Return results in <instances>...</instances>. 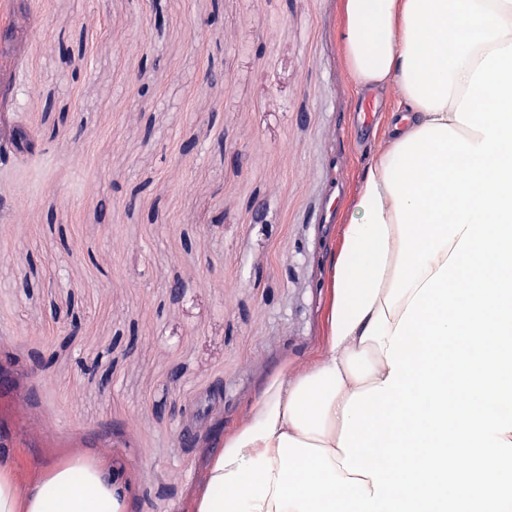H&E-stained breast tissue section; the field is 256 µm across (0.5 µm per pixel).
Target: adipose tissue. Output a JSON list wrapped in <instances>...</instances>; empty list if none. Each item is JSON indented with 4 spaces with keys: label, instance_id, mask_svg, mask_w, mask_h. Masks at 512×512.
<instances>
[{
    "label": "adipose tissue",
    "instance_id": "1",
    "mask_svg": "<svg viewBox=\"0 0 512 512\" xmlns=\"http://www.w3.org/2000/svg\"><path fill=\"white\" fill-rule=\"evenodd\" d=\"M341 42L353 83L395 87L405 113L392 128L397 146L445 124L470 143L483 140L455 119L477 66L512 43V0H344ZM388 150L368 168L335 261L333 307L320 359L304 374L280 375L246 423L215 454L193 512H276L278 444L288 435L326 449L332 464L343 407L352 394L389 376L386 351L410 299L385 298L400 251L395 202L385 182ZM127 493L104 463L81 458L55 465L32 486L0 468V512H127Z\"/></svg>",
    "mask_w": 512,
    "mask_h": 512
}]
</instances>
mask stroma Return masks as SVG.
I'll return each instance as SVG.
<instances>
[{
	"instance_id": "1",
	"label": "stroma",
	"mask_w": 512,
	"mask_h": 512,
	"mask_svg": "<svg viewBox=\"0 0 512 512\" xmlns=\"http://www.w3.org/2000/svg\"><path fill=\"white\" fill-rule=\"evenodd\" d=\"M341 22V0H0V128L38 133L0 168V467L96 458L128 512H193L210 427L314 365L402 109L354 86Z\"/></svg>"
}]
</instances>
